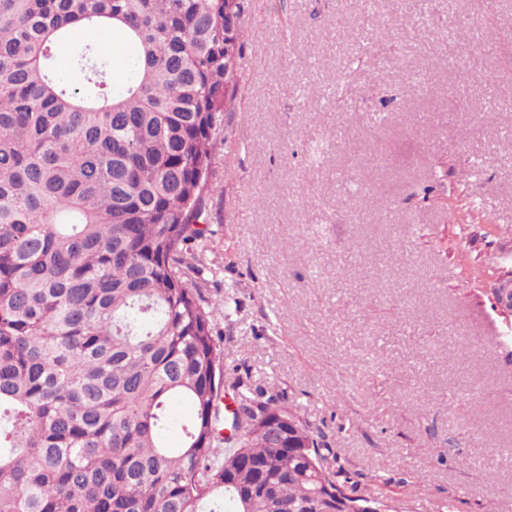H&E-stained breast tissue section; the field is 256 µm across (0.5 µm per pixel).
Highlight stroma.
I'll list each match as a JSON object with an SVG mask.
<instances>
[{
  "label": "stroma",
  "mask_w": 512,
  "mask_h": 512,
  "mask_svg": "<svg viewBox=\"0 0 512 512\" xmlns=\"http://www.w3.org/2000/svg\"><path fill=\"white\" fill-rule=\"evenodd\" d=\"M509 20L512 0H243L197 256L224 379L275 387L387 512H512Z\"/></svg>",
  "instance_id": "obj_1"
}]
</instances>
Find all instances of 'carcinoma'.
<instances>
[{
    "mask_svg": "<svg viewBox=\"0 0 512 512\" xmlns=\"http://www.w3.org/2000/svg\"><path fill=\"white\" fill-rule=\"evenodd\" d=\"M241 0H0V512H336L341 458L240 375L195 224ZM129 51L114 81L107 29ZM74 44L68 83L54 46ZM192 408L171 448V404ZM282 418L288 436L262 428ZM113 34L112 29L102 32L98 40V51L100 55L106 60L109 69L114 75H120L126 72L128 67V50L126 47L123 48V53L116 56V51L113 50Z\"/></svg>",
    "mask_w": 512,
    "mask_h": 512,
    "instance_id": "cac0c4a2",
    "label": "carcinoma"
}]
</instances>
